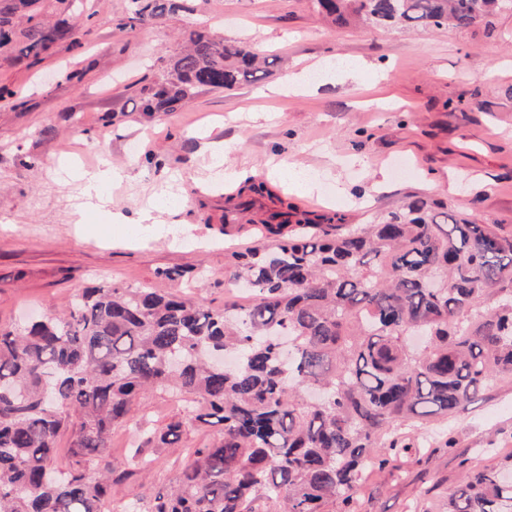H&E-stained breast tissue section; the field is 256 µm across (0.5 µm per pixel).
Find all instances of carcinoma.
Wrapping results in <instances>:
<instances>
[{"label": "carcinoma", "instance_id": "obj_1", "mask_svg": "<svg viewBox=\"0 0 512 512\" xmlns=\"http://www.w3.org/2000/svg\"><path fill=\"white\" fill-rule=\"evenodd\" d=\"M122 28L179 8L132 0ZM338 26L490 28L512 0H311ZM39 0H0V54L30 68L61 42ZM273 62L241 41L192 31L170 71L143 88L150 119L203 89L266 78ZM262 223L271 248L232 254L228 283L251 300L222 311L192 296L205 269H161L178 295L110 283L62 316L0 328V512H103L108 437L130 426L146 393L186 403L158 436L223 425L146 512H355L364 473L387 462L403 426L446 420L479 392L512 384V236L413 200L375 224H310L294 210ZM71 434L65 469L59 437ZM506 467L465 469L448 512H512Z\"/></svg>", "mask_w": 512, "mask_h": 512}]
</instances>
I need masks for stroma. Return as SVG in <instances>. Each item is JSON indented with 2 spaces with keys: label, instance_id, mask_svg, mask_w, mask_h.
Returning a JSON list of instances; mask_svg holds the SVG:
<instances>
[{
  "label": "stroma",
  "instance_id": "obj_1",
  "mask_svg": "<svg viewBox=\"0 0 512 512\" xmlns=\"http://www.w3.org/2000/svg\"><path fill=\"white\" fill-rule=\"evenodd\" d=\"M178 10L121 30L132 0H76L78 50L58 46L32 69L0 57V85L17 93L0 104V327L67 310L79 289L107 280L124 288L175 291L164 268H205L194 296L221 310L247 303L227 285L231 251L261 245L258 223L284 203L311 220L337 214L368 224L405 202L428 197L445 210L512 235V13L492 29H397L327 24L311 0H179ZM245 40L280 62L257 84L199 93L174 112L142 118L139 90L162 78L186 30ZM340 57L354 74H330ZM139 140L129 154L127 145ZM222 151L223 164L213 163ZM128 180L105 186L110 204L77 212L73 165L101 160ZM299 164L316 176L315 194L265 180L240 226L225 230L224 209L239 186L225 168L266 172ZM384 170L388 191L373 187ZM171 209L188 232L129 228L150 200ZM182 403L150 392L138 431L117 427L107 455L127 468L133 452L150 460L113 485L111 512H143L151 484L175 482L193 449L220 439V425L197 423L180 441L156 436ZM422 448L390 456L359 489L356 512H448V488L464 464L495 466L512 455V385L432 424Z\"/></svg>",
  "mask_w": 512,
  "mask_h": 512
}]
</instances>
